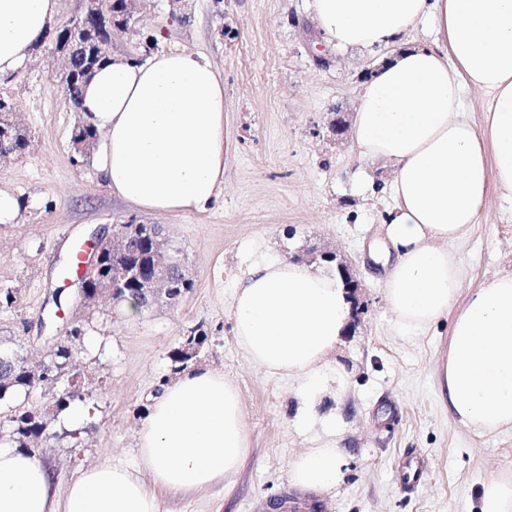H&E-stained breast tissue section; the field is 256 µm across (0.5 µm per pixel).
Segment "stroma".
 I'll use <instances>...</instances> for the list:
<instances>
[{
    "instance_id": "stroma-1",
    "label": "stroma",
    "mask_w": 512,
    "mask_h": 512,
    "mask_svg": "<svg viewBox=\"0 0 512 512\" xmlns=\"http://www.w3.org/2000/svg\"><path fill=\"white\" fill-rule=\"evenodd\" d=\"M171 49L201 54L224 80V184L203 212L153 214L112 195L92 157L72 149L82 115L58 84L62 63L50 45L0 77V96L29 138L22 155L0 160V190L18 203L14 220L0 223V292L16 298L0 308V347L36 367L72 328L83 331L70 361L81 378V416L58 408L62 385L36 383L0 400V443L14 440L15 411L45 416L51 437L34 448L65 490L81 468L133 462L158 385L183 367H208L236 380L251 448L230 485L164 495L165 512H288L291 500L309 512H476L483 484L512 476V429L480 435L442 406L437 369L450 320L402 327L372 257L392 167L355 161L348 139L329 129L337 114L354 119L374 56L327 45L305 0H148L132 29L112 33L117 55L144 60ZM130 221L161 226L182 249L193 290L179 304L133 314L108 299L81 308L68 264L91 234ZM447 248L465 271L464 288L512 272V201L491 192L476 224ZM320 251L352 266L358 314L338 350L349 387L324 398L330 423L305 426L295 381L247 362L231 302L252 264L309 263ZM194 331L206 336L197 357L176 363L174 349ZM331 444L345 454L336 488H295L294 456ZM410 448L430 460L413 493L398 481Z\"/></svg>"
}]
</instances>
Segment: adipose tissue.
<instances>
[{
    "instance_id": "obj_1",
    "label": "adipose tissue",
    "mask_w": 512,
    "mask_h": 512,
    "mask_svg": "<svg viewBox=\"0 0 512 512\" xmlns=\"http://www.w3.org/2000/svg\"><path fill=\"white\" fill-rule=\"evenodd\" d=\"M324 40L379 59L360 90L350 150L392 165L382 226L385 295L397 321L426 328L451 316L439 397L477 434L512 428V273L463 292L448 252L490 189L512 199V0H306ZM59 0H0V76L23 68ZM431 22V42L406 43ZM489 97L486 123L461 114L465 87ZM103 134L96 162L113 195L160 214L204 211L224 183V82L201 56L113 57L82 91ZM336 272L293 261L255 263L236 284L234 336L248 362L298 382L302 422L318 421L349 372L336 353L352 317ZM249 436L237 383L208 367L162 385L132 465L98 463L57 492L37 451L0 444V512H162V493L198 491L244 464ZM338 446L309 448L289 466L317 493L341 480Z\"/></svg>"
}]
</instances>
